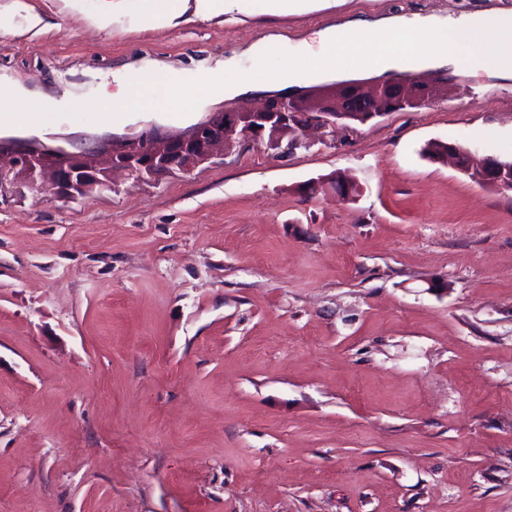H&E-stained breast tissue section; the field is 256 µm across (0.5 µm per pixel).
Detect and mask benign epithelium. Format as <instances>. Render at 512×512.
Instances as JSON below:
<instances>
[{
    "instance_id": "benign-epithelium-1",
    "label": "benign epithelium",
    "mask_w": 512,
    "mask_h": 512,
    "mask_svg": "<svg viewBox=\"0 0 512 512\" xmlns=\"http://www.w3.org/2000/svg\"><path fill=\"white\" fill-rule=\"evenodd\" d=\"M446 91V82L441 79L421 82L406 78L368 88L347 84L333 93L317 94L312 98L313 108L304 114L293 109L297 101L279 98L277 103L267 102L255 111L222 112L178 135L148 131L118 143H82L72 150L30 146L6 150L0 146V161L31 183L49 184L59 195L74 199L97 189H112L115 170L125 172L136 184H152L163 176L189 173L238 144L264 143L286 154L298 142L299 133L310 126L330 128L336 121L347 119L349 113L367 122L399 104L432 102ZM444 156L465 173L478 159L483 183L512 190V173L500 159L480 156L453 143L448 144ZM327 187L343 197L357 194V185L346 177L334 182L318 179L309 190Z\"/></svg>"
}]
</instances>
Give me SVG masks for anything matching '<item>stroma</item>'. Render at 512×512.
<instances>
[{
  "label": "stroma",
  "mask_w": 512,
  "mask_h": 512,
  "mask_svg": "<svg viewBox=\"0 0 512 512\" xmlns=\"http://www.w3.org/2000/svg\"><path fill=\"white\" fill-rule=\"evenodd\" d=\"M26 2L0 0V85L56 101L7 132L39 141L175 134L260 103L67 115L129 67L189 79L270 35L295 53L359 17L512 12L247 0L148 28L150 0ZM439 74L447 96L419 108L83 200L0 166V512H512V190L422 153L512 160V71L389 77ZM335 172L355 199L307 192Z\"/></svg>",
  "instance_id": "1"
}]
</instances>
